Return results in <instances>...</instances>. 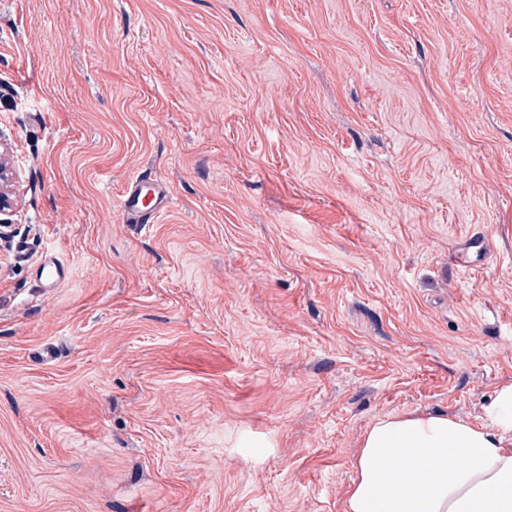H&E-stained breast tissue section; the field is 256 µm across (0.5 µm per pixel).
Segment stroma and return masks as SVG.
Listing matches in <instances>:
<instances>
[{
	"mask_svg": "<svg viewBox=\"0 0 512 512\" xmlns=\"http://www.w3.org/2000/svg\"><path fill=\"white\" fill-rule=\"evenodd\" d=\"M0 143V512H344L512 382V0H0ZM173 199L157 179L137 176L128 182L121 195L118 212L123 224H137L142 230L155 224L159 215L171 208ZM71 273L69 265L48 254L43 255L34 267L37 287L45 292L57 288L71 277Z\"/></svg>",
	"mask_w": 512,
	"mask_h": 512,
	"instance_id": "stroma-1",
	"label": "stroma"
}]
</instances>
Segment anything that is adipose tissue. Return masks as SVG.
<instances>
[{"label": "adipose tissue", "mask_w": 512, "mask_h": 512, "mask_svg": "<svg viewBox=\"0 0 512 512\" xmlns=\"http://www.w3.org/2000/svg\"><path fill=\"white\" fill-rule=\"evenodd\" d=\"M352 466L344 512H512V383L478 423L444 411L378 419Z\"/></svg>", "instance_id": "adipose-tissue-1"}]
</instances>
